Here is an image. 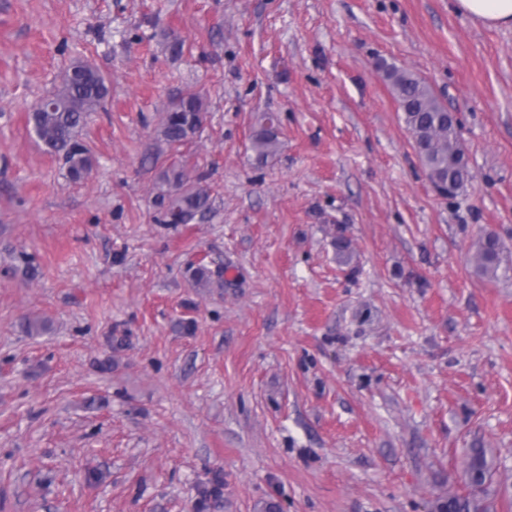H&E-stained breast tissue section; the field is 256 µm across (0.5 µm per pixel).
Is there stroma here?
Returning <instances> with one entry per match:
<instances>
[{
  "label": "stroma",
  "instance_id": "1",
  "mask_svg": "<svg viewBox=\"0 0 512 512\" xmlns=\"http://www.w3.org/2000/svg\"><path fill=\"white\" fill-rule=\"evenodd\" d=\"M78 60L110 95L74 182L28 115ZM380 62L458 114L456 197ZM189 91L207 121L168 148ZM173 162L203 219L160 223ZM487 233L512 258V28L454 0H0V512H434L474 448L512 512V272L477 271ZM205 119L203 97L196 92H186L163 111L160 124L161 140L171 149L184 146L195 138ZM279 121L272 113L263 117L259 129L255 131L251 139V150L256 154L258 162L267 163L273 158L280 146Z\"/></svg>",
  "mask_w": 512,
  "mask_h": 512
}]
</instances>
